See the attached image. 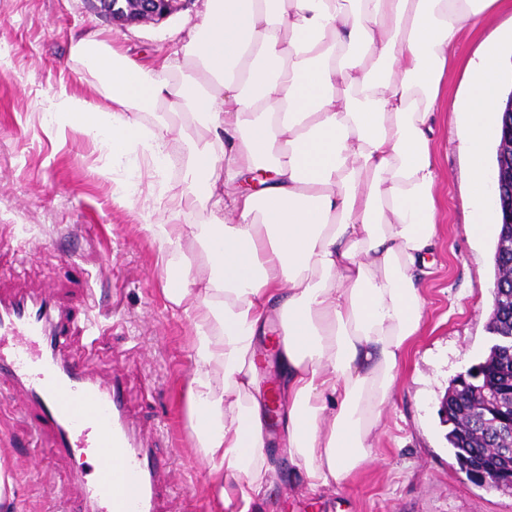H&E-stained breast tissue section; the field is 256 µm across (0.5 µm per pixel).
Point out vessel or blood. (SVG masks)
I'll list each match as a JSON object with an SVG mask.
<instances>
[{
	"label": "vessel or blood",
	"instance_id": "b4317fda",
	"mask_svg": "<svg viewBox=\"0 0 512 512\" xmlns=\"http://www.w3.org/2000/svg\"><path fill=\"white\" fill-rule=\"evenodd\" d=\"M48 295H0V383L20 393L64 458L84 450L94 477L75 470L76 512H156L165 486L150 439L129 421L119 376L101 380L66 356Z\"/></svg>",
	"mask_w": 512,
	"mask_h": 512
}]
</instances>
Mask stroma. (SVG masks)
<instances>
[{"label":"stroma","mask_w":512,"mask_h":512,"mask_svg":"<svg viewBox=\"0 0 512 512\" xmlns=\"http://www.w3.org/2000/svg\"><path fill=\"white\" fill-rule=\"evenodd\" d=\"M206 0H188L168 17L119 26L90 0H0V293L45 291L71 325L92 319L101 337L89 372L120 374L128 414L157 438L170 459L168 495L160 512H198L210 502L208 471L195 452L182 384L194 370L190 326L172 314L163 295L164 268L147 226L157 218L155 177L126 189L103 178L107 156L78 129L45 125L43 106L58 85L98 100L93 78L70 58L82 38L111 36L140 59L174 54L200 21ZM512 26V0L466 23L448 67L436 117V191L444 200L431 274L423 296L422 328L399 368L382 409L372 463L318 497L292 487L279 439V475L261 512H512V493L472 482L446 440L439 409L451 380L488 354L496 228L469 236L467 162L453 105L468 60L482 43ZM41 444L22 402L0 387V465L13 483L6 512H57V496L74 490L75 465Z\"/></svg>","instance_id":"obj_1"}]
</instances>
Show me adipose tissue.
I'll use <instances>...</instances> for the list:
<instances>
[{"mask_svg":"<svg viewBox=\"0 0 512 512\" xmlns=\"http://www.w3.org/2000/svg\"><path fill=\"white\" fill-rule=\"evenodd\" d=\"M497 2L207 0L183 53L159 66L105 39L72 45L102 102L58 84L47 122L79 128L129 184L183 141L189 192L209 205L207 223L150 230L164 297L191 326L195 370L181 395L225 512H257L278 475L259 372L269 331L295 490L319 492L371 462L424 318L444 78L463 25ZM509 45L512 27L469 60L456 109L477 239L490 222L487 131ZM258 170L265 186L240 190Z\"/></svg>","mask_w":512,"mask_h":512,"instance_id":"obj_1","label":"adipose tissue"}]
</instances>
